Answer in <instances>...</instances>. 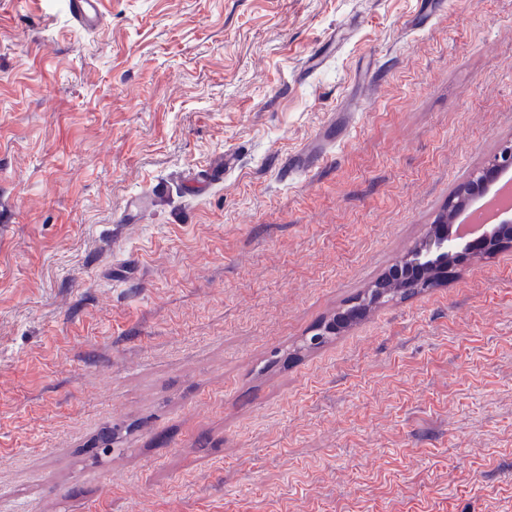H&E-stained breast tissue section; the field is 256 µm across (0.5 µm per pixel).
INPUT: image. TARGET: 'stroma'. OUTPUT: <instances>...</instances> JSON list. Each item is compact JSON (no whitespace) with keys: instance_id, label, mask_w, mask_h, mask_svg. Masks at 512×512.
Segmentation results:
<instances>
[{"instance_id":"stroma-1","label":"stroma","mask_w":512,"mask_h":512,"mask_svg":"<svg viewBox=\"0 0 512 512\" xmlns=\"http://www.w3.org/2000/svg\"><path fill=\"white\" fill-rule=\"evenodd\" d=\"M105 6L0 0V512H512V247L301 347L512 141V0ZM104 0H68L71 16L86 30L95 29L103 16Z\"/></svg>"}]
</instances>
